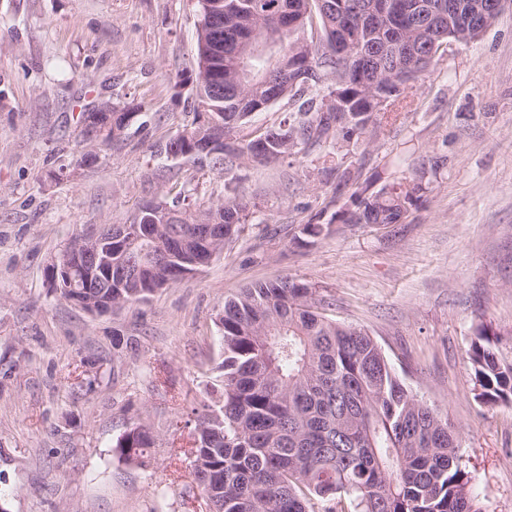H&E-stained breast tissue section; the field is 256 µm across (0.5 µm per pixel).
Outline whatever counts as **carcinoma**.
Wrapping results in <instances>:
<instances>
[{"label":"carcinoma","mask_w":512,"mask_h":512,"mask_svg":"<svg viewBox=\"0 0 512 512\" xmlns=\"http://www.w3.org/2000/svg\"><path fill=\"white\" fill-rule=\"evenodd\" d=\"M335 2L328 26L319 0H311L307 25H320L311 72L293 85L263 90L239 86L234 66L236 40L260 35V22L224 15V103L195 112L192 124L178 128L159 151L171 155L184 133L195 132L215 144L209 163L221 169L233 157L258 162L264 139L290 143L281 150L284 157L330 137L349 143L369 126H380L384 108L378 98L391 106L405 101L412 85L398 78L397 65L418 81L455 33L448 15L431 12L448 0H389L396 10L366 24L360 13L379 0ZM343 35L366 49L379 77L374 92L363 93L360 72L336 57V39ZM307 93L311 97L287 122L238 137L254 116L244 99L261 95L278 103ZM102 108L117 132H109L101 148L126 135L123 125L136 114L134 107L110 102L89 113ZM421 191L414 180L371 193L361 187L341 213L347 224H403ZM157 205L167 208L169 218L141 217L145 232L122 250L112 248V261L138 264L141 281L158 288L182 279L179 264H163L161 256L177 242L187 252L197 248L185 237L188 225L220 220L224 232L207 243L219 255L252 215L250 201L238 194L196 210L162 200ZM147 299L135 286L112 282L114 308ZM328 308L311 285L299 288L289 277L224 301L218 317L221 395L197 412L183 450L192 457L209 512H483L461 462L457 428L413 395L367 331L337 322ZM467 358L479 403L512 399V359L500 355L486 329L476 332ZM155 444L153 431L135 423L116 448L120 458L143 465Z\"/></svg>","instance_id":"obj_1"}]
</instances>
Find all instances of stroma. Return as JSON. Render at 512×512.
Listing matches in <instances>:
<instances>
[{
    "instance_id": "35a3bbf8",
    "label": "stroma",
    "mask_w": 512,
    "mask_h": 512,
    "mask_svg": "<svg viewBox=\"0 0 512 512\" xmlns=\"http://www.w3.org/2000/svg\"><path fill=\"white\" fill-rule=\"evenodd\" d=\"M195 0H0V512H209L170 420L219 394L218 315L244 286L289 275L365 329L418 399L459 429L485 512H512V402L478 403L466 350L485 326L512 356V6L449 42L395 117L271 166L155 156L195 117L176 72L194 68ZM141 110L81 163L79 114ZM358 185L422 182L404 224H333ZM246 194L255 214L195 274L101 314L60 300L45 271L92 224L133 223L177 194ZM157 436L146 465L117 439ZM99 107H103L105 110L100 109ZM136 109L137 108L129 106L121 108L110 102H101L88 112H81L80 119L84 121L87 114H93L95 112H111L112 126L115 125L118 132L114 134V132L111 131L110 129L109 133L105 136V138L99 142L98 149H101L102 147L110 146L114 142L120 140L122 136L126 135V132L121 130L126 119H128L129 116L136 114ZM156 444L153 431L139 423L126 430L116 442L120 458L127 462L145 465L150 457V450Z\"/></svg>"
}]
</instances>
